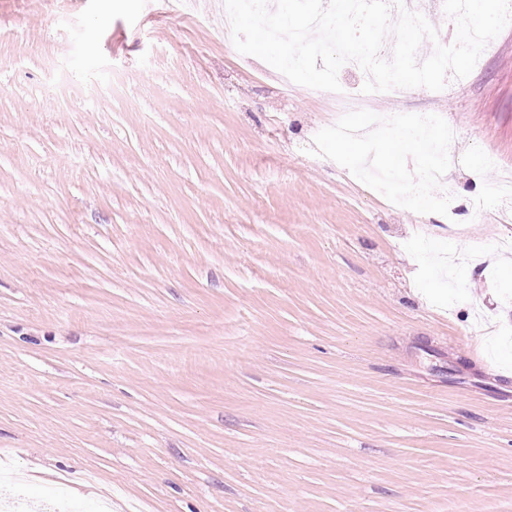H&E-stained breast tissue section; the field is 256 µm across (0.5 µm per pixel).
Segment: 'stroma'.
<instances>
[{
    "label": "stroma",
    "mask_w": 512,
    "mask_h": 512,
    "mask_svg": "<svg viewBox=\"0 0 512 512\" xmlns=\"http://www.w3.org/2000/svg\"><path fill=\"white\" fill-rule=\"evenodd\" d=\"M446 113L457 231L311 155L224 0H0V465L74 512H512V27ZM492 201L500 210H511L512 189L510 183H491L487 185L483 201Z\"/></svg>",
    "instance_id": "obj_1"
}]
</instances>
